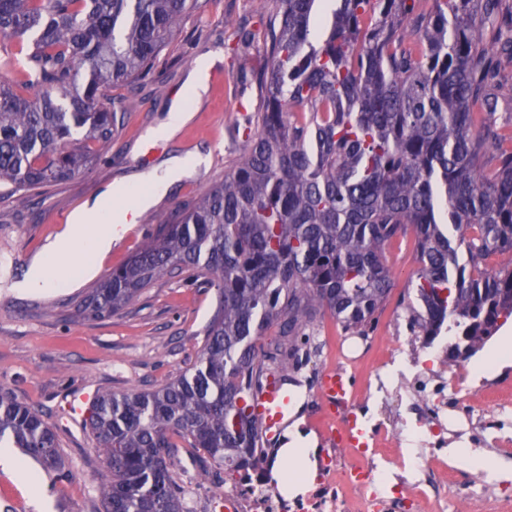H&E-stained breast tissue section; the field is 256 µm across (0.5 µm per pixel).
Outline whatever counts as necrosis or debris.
Segmentation results:
<instances>
[{
	"instance_id": "1",
	"label": "necrosis or debris",
	"mask_w": 512,
	"mask_h": 512,
	"mask_svg": "<svg viewBox=\"0 0 512 512\" xmlns=\"http://www.w3.org/2000/svg\"><path fill=\"white\" fill-rule=\"evenodd\" d=\"M419 351L413 340L394 349L396 355L407 356L416 382L415 387L399 391L396 399L418 406L415 418L400 416L392 425L372 421L364 403L355 397L340 415L316 409L308 416L322 446L315 486L292 496L278 489L273 468L281 443L274 440L265 444L261 466L225 487L224 512H399L405 499L417 512H445L438 489L452 470L439 450L447 445L448 400L454 397L485 409L498 392L475 384L465 365L447 356L436 357L432 366L421 365ZM348 419L363 429L366 447L383 459V466L353 462L342 455V448L349 445L342 429ZM410 469L427 472V479L398 481V473Z\"/></svg>"
}]
</instances>
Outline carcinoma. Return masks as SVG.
<instances>
[{
	"label": "carcinoma",
	"instance_id": "carcinoma-1",
	"mask_svg": "<svg viewBox=\"0 0 512 512\" xmlns=\"http://www.w3.org/2000/svg\"><path fill=\"white\" fill-rule=\"evenodd\" d=\"M269 0L262 109L224 181L178 206L152 241L86 292L100 320L165 277L204 279L217 302L197 362L148 391L101 394L89 429L104 512H189L178 442L217 466L256 462L248 395L285 379L327 309L371 329L392 290L390 249L419 268L412 335L467 360L512 317V133L491 117L512 58V0ZM199 0H0V187L67 182L109 150L113 87L149 75ZM492 170H486L488 161ZM278 327L273 349L256 339ZM70 472L43 412L0 393V441Z\"/></svg>",
	"mask_w": 512,
	"mask_h": 512
}]
</instances>
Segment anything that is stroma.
I'll return each mask as SVG.
<instances>
[{"mask_svg": "<svg viewBox=\"0 0 512 512\" xmlns=\"http://www.w3.org/2000/svg\"><path fill=\"white\" fill-rule=\"evenodd\" d=\"M265 0H209L204 11L186 17L147 78L114 88L115 98L135 100L122 114L108 153L85 173L47 188L26 200L0 190V392L41 409L54 427L71 476L55 480L42 473L37 491L27 490L10 469L0 466V512H103L95 491L102 458L95 449L87 419L72 418L66 404L80 389L141 391L179 375L199 357L204 328L216 305V290L178 276L150 288L134 305L112 317L86 321L75 306L89 288L113 268L126 263L157 233L182 203L198 198L242 157L246 141L237 126L246 125L259 106L256 74L267 64ZM214 58L223 81L207 83L193 98L188 79L198 59ZM191 108L192 117L173 136L161 133L173 105ZM158 142L149 163L145 145ZM191 155L198 163L142 212L143 228L125 238L97 262V272L68 287L25 291L19 284L32 260L61 234L60 217L81 208L109 184L131 179L174 157ZM393 288L376 315L368 339L378 357H386L398 337L408 335L401 304L416 278L418 263L412 240L391 252ZM310 360L294 373L289 390L295 401L314 399L322 370L315 354L332 359L345 332L329 311L317 314L308 330ZM491 466L492 494L477 498L472 512H512V448L483 449ZM208 456L195 448L176 449L174 469L189 493L188 512L210 503L224 512L222 496H209L210 481L201 467Z\"/></svg>", "mask_w": 512, "mask_h": 512, "instance_id": "1", "label": "stroma"}]
</instances>
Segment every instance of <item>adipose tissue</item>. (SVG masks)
<instances>
[{
    "label": "adipose tissue",
    "instance_id": "obj_1",
    "mask_svg": "<svg viewBox=\"0 0 512 512\" xmlns=\"http://www.w3.org/2000/svg\"><path fill=\"white\" fill-rule=\"evenodd\" d=\"M192 167V159L187 156L172 159L158 169L141 174L139 180L145 185L146 190L137 197L139 205L152 204L157 196L165 193L171 183L187 175ZM128 193V185L110 186L74 213L66 231L47 245L42 258L31 267L24 282L25 287L68 285L69 280L64 274L51 273L46 269L48 261L60 255L70 254L82 258L84 274H94V257L109 250L114 239L112 229L121 223V213L115 210L114 203L125 198Z\"/></svg>",
    "mask_w": 512,
    "mask_h": 512
}]
</instances>
